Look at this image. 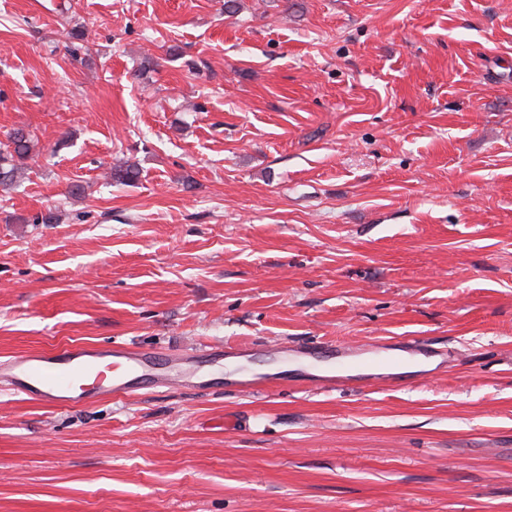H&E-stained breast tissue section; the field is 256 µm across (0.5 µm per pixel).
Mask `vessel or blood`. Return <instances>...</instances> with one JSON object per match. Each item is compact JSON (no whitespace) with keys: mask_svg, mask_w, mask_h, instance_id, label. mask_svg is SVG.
Wrapping results in <instances>:
<instances>
[{"mask_svg":"<svg viewBox=\"0 0 512 512\" xmlns=\"http://www.w3.org/2000/svg\"><path fill=\"white\" fill-rule=\"evenodd\" d=\"M251 356L247 347L227 350L208 346L160 354L123 344H68L13 356L0 364V379L7 381L16 393L63 407L87 404L104 396L122 400L148 385L206 389L212 384L206 365L229 359L233 368L225 373L224 384L247 395L261 391L265 384L264 377L250 369ZM398 364L395 355L381 361L366 359L348 369L321 372L313 383L331 390L350 387L357 383V372L392 369Z\"/></svg>","mask_w":512,"mask_h":512,"instance_id":"b4317fda","label":"vessel or blood"}]
</instances>
